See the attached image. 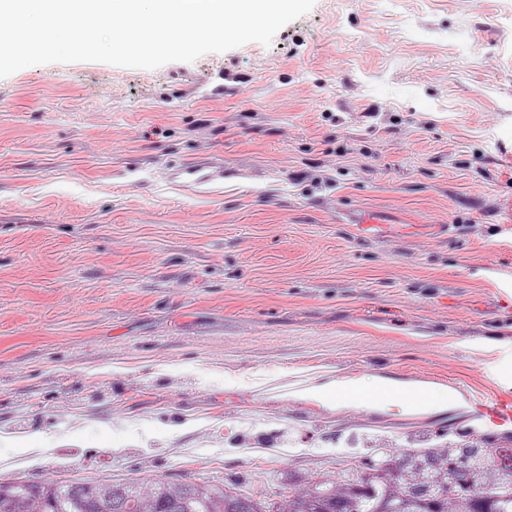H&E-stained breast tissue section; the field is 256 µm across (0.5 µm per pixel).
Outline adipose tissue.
Returning a JSON list of instances; mask_svg holds the SVG:
<instances>
[{
  "instance_id": "obj_1",
  "label": "adipose tissue",
  "mask_w": 512,
  "mask_h": 512,
  "mask_svg": "<svg viewBox=\"0 0 512 512\" xmlns=\"http://www.w3.org/2000/svg\"><path fill=\"white\" fill-rule=\"evenodd\" d=\"M369 393L373 394V404L377 407L395 406L425 413L437 410L441 404V396L436 392L424 391L422 400L418 401L406 395L400 385L392 381H377L365 386L357 381L337 380L314 388L312 396L319 401L346 405L351 397Z\"/></svg>"
}]
</instances>
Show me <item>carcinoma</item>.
Instances as JSON below:
<instances>
[{
  "label": "carcinoma",
  "mask_w": 512,
  "mask_h": 512,
  "mask_svg": "<svg viewBox=\"0 0 512 512\" xmlns=\"http://www.w3.org/2000/svg\"><path fill=\"white\" fill-rule=\"evenodd\" d=\"M512 448L471 442L412 450L369 465L339 487L322 481L292 489L280 512H512ZM0 512H272L217 484L164 480L0 482Z\"/></svg>",
  "instance_id": "1"
}]
</instances>
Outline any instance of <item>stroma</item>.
Wrapping results in <instances>:
<instances>
[{
	"label": "stroma",
	"instance_id": "1",
	"mask_svg": "<svg viewBox=\"0 0 512 512\" xmlns=\"http://www.w3.org/2000/svg\"><path fill=\"white\" fill-rule=\"evenodd\" d=\"M208 154L219 195L170 182ZM489 367L512 381V0H315L267 46L0 78V481L280 506L382 452L512 445L471 412ZM353 378L448 400L308 394ZM385 390V395L371 401L350 399L351 396L374 394L378 390ZM423 401H417L406 395L399 384L393 381H375L370 386L362 385L358 380L332 381L314 388L312 397L319 401L335 402L336 405H356L362 408L396 406L403 410L418 412H431L437 410L442 404V395L437 392L422 390Z\"/></svg>",
	"mask_w": 512,
	"mask_h": 512
}]
</instances>
